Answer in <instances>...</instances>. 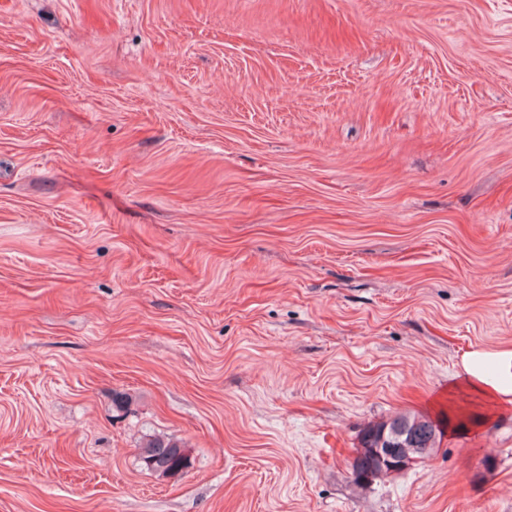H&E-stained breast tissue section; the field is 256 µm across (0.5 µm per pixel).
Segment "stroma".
Wrapping results in <instances>:
<instances>
[{
	"label": "stroma",
	"mask_w": 512,
	"mask_h": 512,
	"mask_svg": "<svg viewBox=\"0 0 512 512\" xmlns=\"http://www.w3.org/2000/svg\"><path fill=\"white\" fill-rule=\"evenodd\" d=\"M502 346L512 0H0V512H512V409L349 478ZM448 423L445 417L437 420L420 413H399L390 419L369 425L365 428L361 441L363 452L370 450L379 463L382 473L398 474L408 469L414 462L428 458L431 448L438 447L444 426ZM383 432L389 438L392 432H402L410 448H375ZM184 448L177 440L155 436L148 438L139 448V460L142 465L161 478L179 476L183 457L179 453Z\"/></svg>",
	"instance_id": "stroma-1"
}]
</instances>
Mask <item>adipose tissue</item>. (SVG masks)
<instances>
[{
	"label": "adipose tissue",
	"instance_id": "obj_1",
	"mask_svg": "<svg viewBox=\"0 0 512 512\" xmlns=\"http://www.w3.org/2000/svg\"><path fill=\"white\" fill-rule=\"evenodd\" d=\"M475 399L488 416L512 407V349H475L465 354L460 379L448 389L449 397Z\"/></svg>",
	"mask_w": 512,
	"mask_h": 512
}]
</instances>
